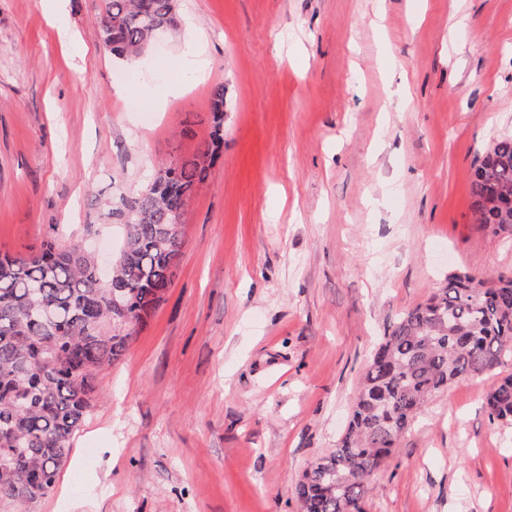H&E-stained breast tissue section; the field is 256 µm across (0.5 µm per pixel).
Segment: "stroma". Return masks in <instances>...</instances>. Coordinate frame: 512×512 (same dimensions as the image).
<instances>
[{"mask_svg":"<svg viewBox=\"0 0 512 512\" xmlns=\"http://www.w3.org/2000/svg\"><path fill=\"white\" fill-rule=\"evenodd\" d=\"M181 26L128 63L103 0H0V251L117 255L99 200L224 143L182 215L163 302L94 378L97 402L36 512H300L375 345L448 273H512L470 180L512 134V0H177ZM203 37L207 68L181 52ZM180 94L152 101L127 88ZM493 372L435 394L362 512H512V424ZM490 420L512 422V374L504 377L485 397Z\"/></svg>","mask_w":512,"mask_h":512,"instance_id":"stroma-1","label":"stroma"}]
</instances>
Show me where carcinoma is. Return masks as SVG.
Returning a JSON list of instances; mask_svg holds the SVG:
<instances>
[{
    "label": "carcinoma",
    "instance_id": "cac0c4a2",
    "mask_svg": "<svg viewBox=\"0 0 512 512\" xmlns=\"http://www.w3.org/2000/svg\"><path fill=\"white\" fill-rule=\"evenodd\" d=\"M180 23L176 0H105L104 46L139 56L157 26ZM214 131L196 153L161 166L136 196L100 203L124 232L112 281L76 242L30 255H0V512H25L55 489L71 441L94 407V374L122 357L130 330L146 325L172 283L182 249L174 211L206 181L224 122V87L212 92ZM470 196L476 223L512 227V135L486 149ZM125 284L123 309L111 282ZM512 357V275L448 274L426 302L405 311L373 351L336 447L296 485L300 512H362L369 480L395 452L433 395ZM489 419L512 422V374L485 397Z\"/></svg>",
    "mask_w": 512,
    "mask_h": 512
}]
</instances>
